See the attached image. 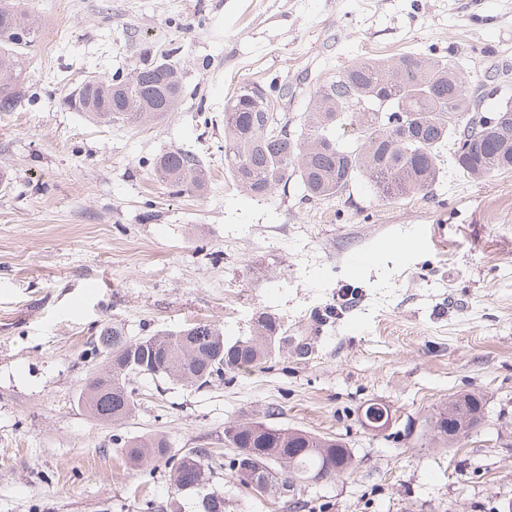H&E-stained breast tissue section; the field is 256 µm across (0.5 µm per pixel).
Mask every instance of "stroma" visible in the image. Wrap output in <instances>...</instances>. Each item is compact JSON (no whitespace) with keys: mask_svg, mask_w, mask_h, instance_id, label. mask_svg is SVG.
<instances>
[{"mask_svg":"<svg viewBox=\"0 0 512 512\" xmlns=\"http://www.w3.org/2000/svg\"><path fill=\"white\" fill-rule=\"evenodd\" d=\"M20 3L39 32L17 105L0 112V512H136L144 498L196 512L164 462L142 483L114 435L219 453L225 422L244 418L336 437L355 467L291 498L213 469L225 512H512V172L470 179L447 149L429 194L388 203L360 181L329 200L294 182L258 199L224 165V102L242 82L292 85L298 114L315 79L414 52L512 90V0ZM172 47L185 96L162 122L107 126L64 105L86 77ZM171 150L202 161L206 192L155 179L151 160ZM330 306L335 320L316 326ZM259 310L308 354L201 388L137 377L116 426L83 408L102 330L134 340L207 321L234 338ZM472 391L481 428L430 444L428 416ZM371 403L391 413L386 430L366 426Z\"/></svg>","mask_w":512,"mask_h":512,"instance_id":"35a3bbf8","label":"stroma"}]
</instances>
